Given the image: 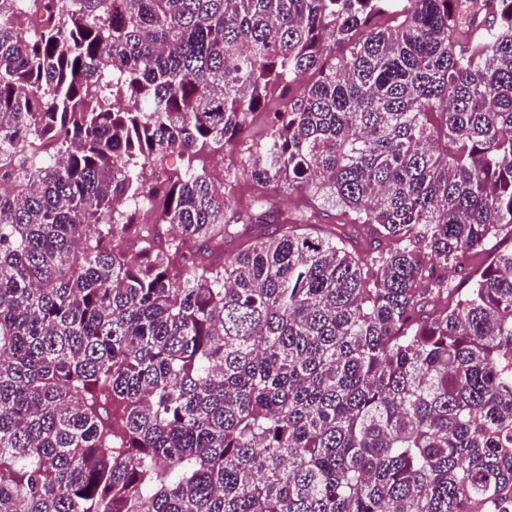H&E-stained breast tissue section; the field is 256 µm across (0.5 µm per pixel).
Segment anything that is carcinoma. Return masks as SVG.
<instances>
[{"label":"carcinoma","mask_w":512,"mask_h":512,"mask_svg":"<svg viewBox=\"0 0 512 512\" xmlns=\"http://www.w3.org/2000/svg\"><path fill=\"white\" fill-rule=\"evenodd\" d=\"M503 234L512 0H0V512H512ZM240 149L235 144H228L224 146V153H216L207 157L205 161L206 169L209 171H219L224 174V184H227L234 179V165L239 166L240 164Z\"/></svg>","instance_id":"1"}]
</instances>
